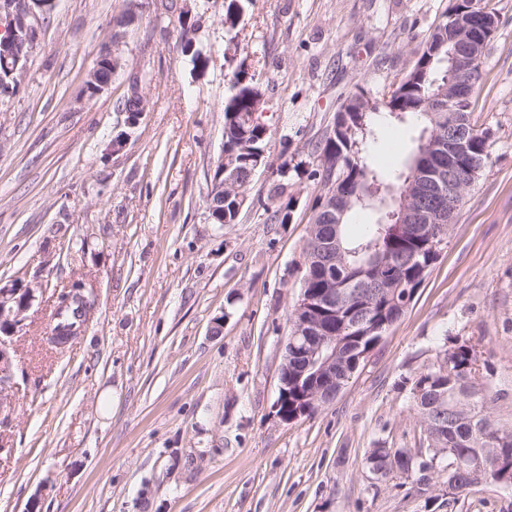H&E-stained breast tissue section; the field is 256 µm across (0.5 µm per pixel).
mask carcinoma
<instances>
[{
	"label": "carcinoma",
	"mask_w": 512,
	"mask_h": 512,
	"mask_svg": "<svg viewBox=\"0 0 512 512\" xmlns=\"http://www.w3.org/2000/svg\"><path fill=\"white\" fill-rule=\"evenodd\" d=\"M252 0H224L222 24L229 35L224 54L239 55V33ZM455 3L443 13L428 37L416 47L417 60L402 77L393 76L387 95L380 99L361 90L349 95L336 112L324 136L311 145L307 157L292 165L297 171L311 165L309 177L317 180L321 194L314 207L310 225L312 237L302 249L305 275L302 286L316 291L334 278L345 285L347 307L332 322L330 330L344 341L336 357V391L349 382L359 368L356 348L366 350L372 337L382 336L405 313L439 256L433 243L447 240L451 225L436 226L425 237L415 236L398 224L395 200L402 198L407 182L415 177L413 162L422 152L448 156V142L462 133L463 154L486 163L490 155L489 131L472 118V105L480 92L456 102L457 129H448V23H469L472 14L462 12ZM150 10L149 0H133L117 22L120 30L138 15ZM243 57L228 73L232 94L224 102V223L239 218L244 192L252 181L257 156L267 150L268 128L254 125L247 114L256 111L263 93ZM153 76L143 70L129 79L126 94L118 109L143 112L148 101L143 85ZM386 109L402 121L409 116L423 123L416 149L403 165L383 169L366 155L364 147L373 135L372 115ZM370 210L377 220L356 239L344 235V220L353 210ZM336 237V253L326 249L310 250V243ZM397 285L392 299L385 282ZM92 295L77 280L57 295L49 319L55 330L72 331L86 320L80 308L91 303ZM472 346L454 347L446 359L428 366L412 381V399L418 418L416 448H371L366 457L369 470L382 477L393 463L415 459L414 479L422 481L421 459L436 462V472L456 474L461 490L481 485V475L469 465L480 457H512V420L497 414L498 402L506 393L494 389L495 370L490 364L473 367Z\"/></svg>",
	"instance_id": "obj_1"
}]
</instances>
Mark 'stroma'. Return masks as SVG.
I'll return each instance as SVG.
<instances>
[{
  "instance_id": "obj_1",
  "label": "stroma",
  "mask_w": 512,
  "mask_h": 512,
  "mask_svg": "<svg viewBox=\"0 0 512 512\" xmlns=\"http://www.w3.org/2000/svg\"><path fill=\"white\" fill-rule=\"evenodd\" d=\"M190 3L191 31L160 6L126 29L127 72L154 74L137 125L118 110L125 75L96 95L85 85L125 0H56L0 104V289L32 293L6 339L0 512H512L510 488L424 496L365 464L369 449L414 447L410 381L458 343L494 366L509 392L497 411L512 415V0H487L498 25L473 118L492 148L446 244L336 399L294 422L277 412L280 366L320 188L292 171L273 197L261 169L238 221L212 223L224 0ZM451 4L253 0L240 38L272 157L303 160L348 95L382 96ZM419 130L378 113L371 160L400 166ZM283 204L288 222L270 220ZM77 278L95 305L50 352L54 292Z\"/></svg>"
}]
</instances>
